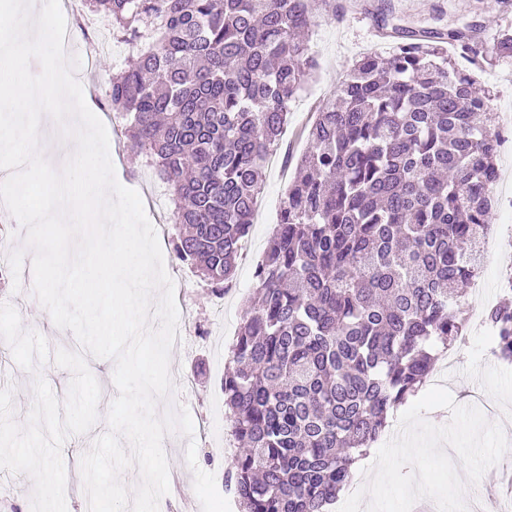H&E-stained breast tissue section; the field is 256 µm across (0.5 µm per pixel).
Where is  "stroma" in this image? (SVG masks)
I'll use <instances>...</instances> for the list:
<instances>
[{
    "mask_svg": "<svg viewBox=\"0 0 512 512\" xmlns=\"http://www.w3.org/2000/svg\"><path fill=\"white\" fill-rule=\"evenodd\" d=\"M341 9L334 18L321 23L313 34L317 72L305 89L290 104V119L276 156L279 165L265 171L263 189L255 213L251 236L254 252L241 258L236 269L237 296L229 303H219L196 277L190 265L180 262L174 253L172 239L176 233L170 220L165 184L154 171L142 170V160L129 149L120 128L110 131L114 169L126 187L139 192L143 204L149 205L148 218L155 227L167 272L182 276L184 297L178 302L179 323L188 340L184 347L171 351L170 373L174 382L172 395L161 401L158 413L185 407L194 424L195 433H207L213 445L197 448L200 469L222 476L230 466L234 450L228 447L230 429L224 413V396L219 383L229 348L235 339L249 302L254 295V271L268 237L279 218L297 159L307 151L309 143L303 131L314 120L318 109L331 97L339 80L353 63L368 53L389 50V42L374 36L381 20L374 10V0H362L357 8H347V0H336ZM389 26L411 30L446 32L470 28L499 31L512 28V0H391ZM449 56L459 68L471 73L478 88L491 97L496 112L512 114V57L494 53L492 42H477L466 48L449 47ZM485 274L489 282L487 301L502 300L499 277L512 274V238L499 237L484 248ZM33 273L23 267L19 286L0 283V303L11 304L19 313L24 329H37L45 337L50 351L79 350L80 344L71 331L57 328L47 319L30 286ZM490 337L472 334L467 346L459 349L447 383L454 401L460 405L476 404L484 398L497 405L512 406V364L493 361ZM88 365L101 387L98 421L90 433L69 437L63 447L66 467V501L68 512H84L80 460L96 436L108 430L107 415L117 389L112 376L103 374L96 358ZM43 376L58 399H65L72 378L70 371L48 361L37 372L21 368L14 360L9 345L0 346V385L13 390V418L25 424L33 404L32 386L35 376ZM188 437L178 432L167 434L164 451L169 461V475L181 483L183 495H166L168 512H185V500L194 496L193 473L185 460Z\"/></svg>",
    "mask_w": 512,
    "mask_h": 512,
    "instance_id": "obj_1",
    "label": "stroma"
}]
</instances>
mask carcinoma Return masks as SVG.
Returning a JSON list of instances; mask_svg holds the SVG:
<instances>
[{
  "label": "carcinoma",
  "mask_w": 512,
  "mask_h": 512,
  "mask_svg": "<svg viewBox=\"0 0 512 512\" xmlns=\"http://www.w3.org/2000/svg\"><path fill=\"white\" fill-rule=\"evenodd\" d=\"M128 46L105 105L167 184L176 257L234 283L266 159L336 0H84ZM360 57L317 113L221 382L239 512H329L354 464L457 345L498 176L490 98L436 34ZM497 55L512 57V30ZM512 360V304L485 312Z\"/></svg>",
  "instance_id": "cac0c4a2"
}]
</instances>
